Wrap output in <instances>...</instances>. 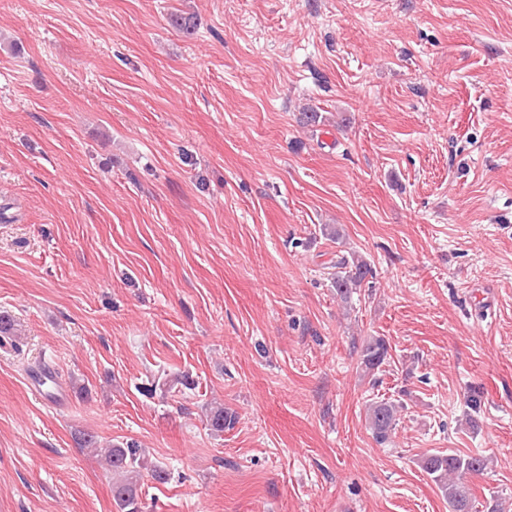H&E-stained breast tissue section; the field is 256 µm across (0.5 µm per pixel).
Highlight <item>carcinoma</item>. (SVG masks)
Here are the masks:
<instances>
[{
	"label": "carcinoma",
	"instance_id": "obj_1",
	"mask_svg": "<svg viewBox=\"0 0 512 512\" xmlns=\"http://www.w3.org/2000/svg\"><path fill=\"white\" fill-rule=\"evenodd\" d=\"M336 273L332 286L342 299L361 287L367 276L373 274L370 264L355 256H341L335 263ZM389 345L381 336L366 339L360 351V364L371 372L389 362ZM399 406L392 401L372 403L367 411L368 426L374 440L386 442L396 428ZM235 416L220 407L210 411L208 425L216 433L224 432L234 424ZM107 464L115 475L112 481V499L118 512H142L141 500L143 472L150 473L152 479L163 482L167 471L159 465L145 461L142 449L134 441L112 446L106 455ZM418 465L434 482L448 500L451 512H471V479L481 474L488 466L486 457L480 454L434 452L423 455Z\"/></svg>",
	"mask_w": 512,
	"mask_h": 512
}]
</instances>
